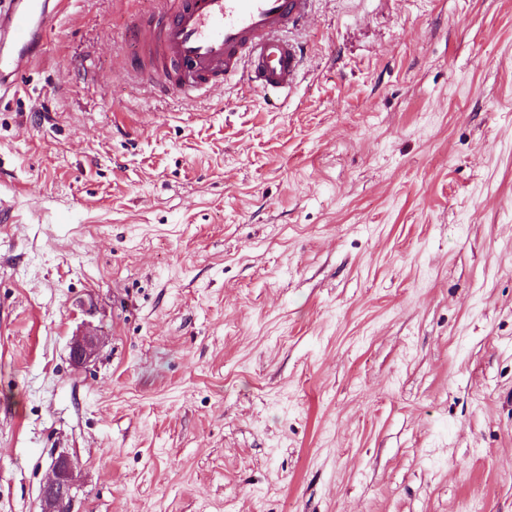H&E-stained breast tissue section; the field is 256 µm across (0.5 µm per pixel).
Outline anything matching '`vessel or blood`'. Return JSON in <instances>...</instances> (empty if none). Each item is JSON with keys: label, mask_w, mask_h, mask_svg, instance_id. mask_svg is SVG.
I'll return each instance as SVG.
<instances>
[{"label": "vessel or blood", "mask_w": 512, "mask_h": 512, "mask_svg": "<svg viewBox=\"0 0 512 512\" xmlns=\"http://www.w3.org/2000/svg\"><path fill=\"white\" fill-rule=\"evenodd\" d=\"M62 0H0V26L18 44L0 53V95L43 57ZM315 0H153L131 69L160 97L209 90L231 79L268 94L296 84L302 47L295 38Z\"/></svg>", "instance_id": "b4317fda"}]
</instances>
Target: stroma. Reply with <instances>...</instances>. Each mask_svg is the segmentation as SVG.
<instances>
[{"mask_svg":"<svg viewBox=\"0 0 512 512\" xmlns=\"http://www.w3.org/2000/svg\"><path fill=\"white\" fill-rule=\"evenodd\" d=\"M151 7L0 99V512H512V0H316L285 98L151 95ZM99 340L96 335L77 336L70 346V358L77 367L88 365L97 354ZM49 469V476L42 486L36 511H73L80 490L75 475V461L65 452L54 454Z\"/></svg>","mask_w":512,"mask_h":512,"instance_id":"obj_1","label":"stroma"}]
</instances>
